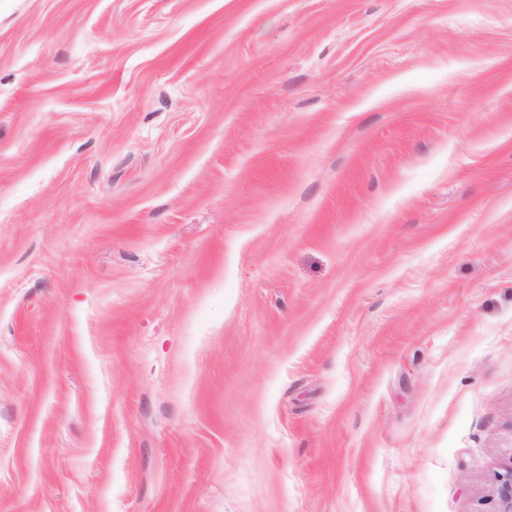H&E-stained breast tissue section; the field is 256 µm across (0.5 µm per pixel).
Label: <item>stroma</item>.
<instances>
[{"mask_svg": "<svg viewBox=\"0 0 512 512\" xmlns=\"http://www.w3.org/2000/svg\"><path fill=\"white\" fill-rule=\"evenodd\" d=\"M512 0H0V512H497Z\"/></svg>", "mask_w": 512, "mask_h": 512, "instance_id": "stroma-1", "label": "stroma"}]
</instances>
